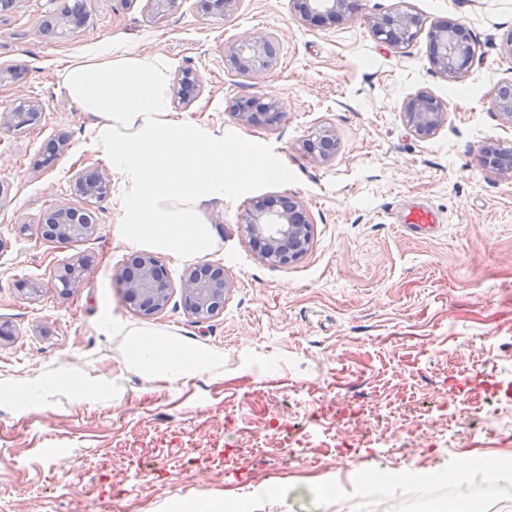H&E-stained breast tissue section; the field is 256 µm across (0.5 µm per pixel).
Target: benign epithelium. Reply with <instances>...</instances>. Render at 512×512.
I'll return each mask as SVG.
<instances>
[{
    "label": "benign epithelium",
    "instance_id": "obj_1",
    "mask_svg": "<svg viewBox=\"0 0 512 512\" xmlns=\"http://www.w3.org/2000/svg\"><path fill=\"white\" fill-rule=\"evenodd\" d=\"M239 0H199L202 17L223 15L230 12ZM53 0L41 11L42 22L35 33L45 39L56 38L71 28V23L56 18L57 11L50 8ZM289 6L303 22L310 24L324 21L353 20L356 11L352 0H289ZM373 32L397 47L411 42L423 28L422 18L409 8H398L369 19ZM431 45L430 64L443 75L459 79L470 70L477 50L460 24L441 22L433 24L428 32ZM275 36L265 31L242 34L225 55L227 65L236 78L247 82L258 79L269 71L275 62L273 42ZM201 89L192 72L185 71L177 78L173 91L185 103H190L188 88ZM493 109L505 126L512 127V96L496 93ZM45 110L40 99L19 103L0 102V128L20 130L27 119L37 123ZM237 121L250 126L260 123L274 124L284 117L285 111L278 101L256 103L237 100L231 105ZM404 122L412 134L429 139L448 121V106L432 93L419 90L411 94L401 106ZM336 132L323 127L316 139H306L302 149L321 162L331 160L336 154ZM111 186V175L103 168L80 171L73 176L71 194L86 200L103 199ZM245 223L251 236L259 243L262 258L271 264L286 265L304 255L312 243V225L307 219L303 204L295 197L285 196L279 206L257 200L247 212ZM96 219L90 207L77 208L60 203L46 210L38 221L41 237L49 241H82L96 231ZM93 260L78 256L64 268V274L48 277L50 287L54 280L61 282L65 291L80 287L93 273ZM126 297L145 316L163 312L171 298V287L163 278L159 260L148 254L131 259L129 266L116 273ZM186 313L198 322L219 315L232 282L224 268L208 263L199 264L186 273L179 284Z\"/></svg>",
    "mask_w": 512,
    "mask_h": 512
}]
</instances>
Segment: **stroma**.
<instances>
[{
	"instance_id": "35a3bbf8",
	"label": "stroma",
	"mask_w": 512,
	"mask_h": 512,
	"mask_svg": "<svg viewBox=\"0 0 512 512\" xmlns=\"http://www.w3.org/2000/svg\"><path fill=\"white\" fill-rule=\"evenodd\" d=\"M92 15L65 38L34 30L39 4L0 18V71L25 67L0 83V100L38 98L42 121L0 129V384L24 383L62 363L107 380L109 403L49 409L0 407V512H172L175 504L246 502L250 512H359L356 491L323 497L335 460L337 420L371 416L358 436L361 466L425 473L446 467L488 484L466 467L467 453L512 457V444L473 442L486 412L512 408V179L486 168L487 147L512 148V127L492 109L512 59L500 41L512 32V0H408L426 24L462 23L479 47L470 73L452 80L430 62L427 34L394 49L368 19L399 0H360L355 21L302 23L288 0H239L223 18L202 20L196 0L151 17L145 0H87ZM277 38V60L251 83L231 76L224 51L244 32ZM113 44L139 57L164 56L170 75L192 71L203 92L172 103L175 119L224 137L239 181L204 202L216 231L207 261L223 265L234 287L224 311L197 324L180 296L151 319L140 317L115 278L133 253L114 225L129 186L113 174L97 203L89 239L60 244L34 227L70 200L75 172L103 166L92 115L58 82L68 62ZM424 88L448 104V122L415 138L402 101ZM282 102L274 125H240L233 101ZM338 149L323 163L300 148L320 126ZM69 138L44 166L47 143ZM265 168L285 179L262 176ZM296 195L313 226L308 252L288 265L264 262L244 216L256 197ZM426 204L435 233L398 224L397 205ZM93 258L92 276L72 294L44 287L50 270ZM42 284L39 296L28 285ZM157 330L224 355L221 377L163 383L125 367L128 332ZM452 406L455 421L440 415ZM429 428L430 450L416 437ZM401 433L383 447L379 433Z\"/></svg>"
}]
</instances>
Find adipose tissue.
<instances>
[{
  "instance_id": "1",
  "label": "adipose tissue",
  "mask_w": 512,
  "mask_h": 512,
  "mask_svg": "<svg viewBox=\"0 0 512 512\" xmlns=\"http://www.w3.org/2000/svg\"><path fill=\"white\" fill-rule=\"evenodd\" d=\"M59 80L81 111L93 115L97 150L130 185L122 203L125 221L113 229L117 239L186 260L213 251L216 239L200 205L223 197L235 172L224 156L223 136L171 118L164 58L130 56L108 45L69 63ZM123 359L128 368L171 383L221 366L204 348L149 330L131 333ZM59 395L81 406L109 400L112 391L69 368L1 385L0 406L46 408Z\"/></svg>"
}]
</instances>
